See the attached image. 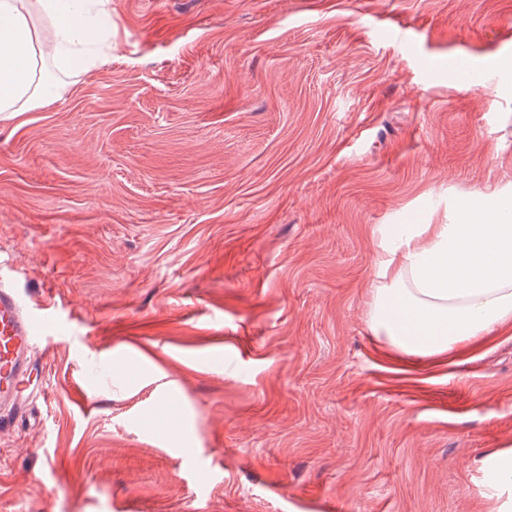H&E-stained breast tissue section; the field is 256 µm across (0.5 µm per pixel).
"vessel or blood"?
<instances>
[{
    "label": "vessel or blood",
    "instance_id": "vessel-or-blood-1",
    "mask_svg": "<svg viewBox=\"0 0 512 512\" xmlns=\"http://www.w3.org/2000/svg\"><path fill=\"white\" fill-rule=\"evenodd\" d=\"M56 330L51 320L27 316L15 291L0 287V411L28 413L34 402L29 391L34 346Z\"/></svg>",
    "mask_w": 512,
    "mask_h": 512
}]
</instances>
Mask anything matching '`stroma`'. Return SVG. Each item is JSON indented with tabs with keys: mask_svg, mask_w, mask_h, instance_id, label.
<instances>
[{
	"mask_svg": "<svg viewBox=\"0 0 512 512\" xmlns=\"http://www.w3.org/2000/svg\"><path fill=\"white\" fill-rule=\"evenodd\" d=\"M507 57L512 0H112L97 66L0 123V285L59 325L0 512L512 504V328L409 367L366 293L385 225L512 188Z\"/></svg>",
	"mask_w": 512,
	"mask_h": 512,
	"instance_id": "stroma-1",
	"label": "stroma"
}]
</instances>
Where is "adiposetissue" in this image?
I'll return each instance as SVG.
<instances>
[{
	"mask_svg": "<svg viewBox=\"0 0 512 512\" xmlns=\"http://www.w3.org/2000/svg\"><path fill=\"white\" fill-rule=\"evenodd\" d=\"M111 0H0V121L53 102V72L89 67L83 23ZM446 224L395 225L368 288L367 324L394 352L457 357L512 325V191L463 198Z\"/></svg>",
	"mask_w": 512,
	"mask_h": 512,
	"instance_id": "ef3b65f1",
	"label": "adipose tissue"
}]
</instances>
